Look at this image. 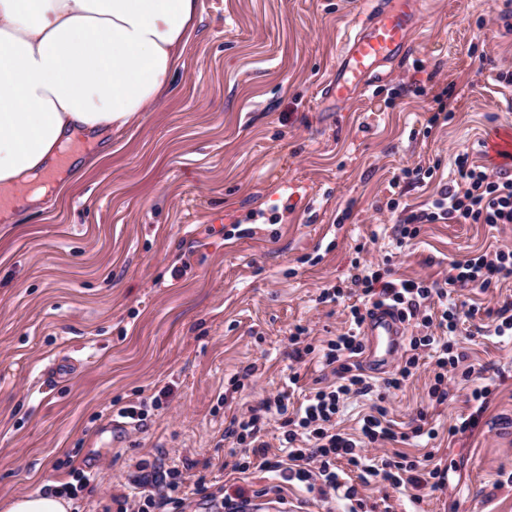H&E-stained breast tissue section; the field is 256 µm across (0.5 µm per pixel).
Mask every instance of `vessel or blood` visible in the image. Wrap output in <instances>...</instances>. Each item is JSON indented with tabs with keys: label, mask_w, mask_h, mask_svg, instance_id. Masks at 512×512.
<instances>
[{
	"label": "vessel or blood",
	"mask_w": 512,
	"mask_h": 512,
	"mask_svg": "<svg viewBox=\"0 0 512 512\" xmlns=\"http://www.w3.org/2000/svg\"><path fill=\"white\" fill-rule=\"evenodd\" d=\"M419 19V0H363L354 21L356 32L345 39L323 99L340 104L369 94L376 83V64L405 54ZM361 334L365 365L380 371L402 350L405 325L393 309L382 307L366 317Z\"/></svg>",
	"instance_id": "obj_1"
}]
</instances>
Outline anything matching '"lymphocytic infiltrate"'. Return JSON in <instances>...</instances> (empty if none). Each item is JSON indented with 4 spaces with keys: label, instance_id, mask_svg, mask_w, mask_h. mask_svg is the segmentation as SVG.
<instances>
[{
    "label": "lymphocytic infiltrate",
    "instance_id": "1",
    "mask_svg": "<svg viewBox=\"0 0 512 512\" xmlns=\"http://www.w3.org/2000/svg\"><path fill=\"white\" fill-rule=\"evenodd\" d=\"M445 221L451 224H512V163L495 166L477 165L468 153L457 154L455 176L426 208L412 210L400 217L394 227L399 243L415 239L422 225ZM512 277V247L502 245L491 252L479 253L448 265V274L437 280L431 276L415 279L394 277L391 268L372 263L355 269L347 280L322 290L320 302L349 299L350 326L327 340L322 348L302 341L300 334L291 337L292 349L288 383L261 399L250 415L231 416L224 437L241 447L242 454L234 470L246 472L260 468L280 473L283 480H298L310 492L325 499L343 495L351 500L359 490L337 468V460H346L359 473L361 482L379 477L392 487L410 484L420 487L424 478H441L439 469L422 472L420 461L406 454L379 460L377 450L384 443H405L413 438L434 437V430L415 425L407 432L395 431L386 417L391 393L420 367L425 355H433V383L428 391L430 403L444 404L449 386L467 354L460 350L454 336L461 318L480 319L477 331L483 336L512 340V302L497 308L465 306L459 300L462 289L487 291L497 282ZM393 308L402 322L418 324L420 331L410 336L407 348L382 390H375L356 362L363 351L361 325L370 307ZM319 355L330 367L334 380L313 388L299 406H292V388L300 380L299 370L311 355ZM374 395L371 411L363 419L359 437H351L336 428V417L345 397ZM277 417L282 429L280 442L287 448L286 461L268 456L269 443L263 436V419Z\"/></svg>",
    "mask_w": 512,
    "mask_h": 512
}]
</instances>
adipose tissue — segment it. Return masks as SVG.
<instances>
[{
    "label": "adipose tissue",
    "mask_w": 512,
    "mask_h": 512,
    "mask_svg": "<svg viewBox=\"0 0 512 512\" xmlns=\"http://www.w3.org/2000/svg\"><path fill=\"white\" fill-rule=\"evenodd\" d=\"M199 0H0V218L77 134L118 133L167 90Z\"/></svg>",
    "instance_id": "obj_1"
}]
</instances>
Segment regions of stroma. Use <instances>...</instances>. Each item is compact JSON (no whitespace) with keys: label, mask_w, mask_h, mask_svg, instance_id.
Masks as SVG:
<instances>
[{"label":"stroma","mask_w":512,"mask_h":512,"mask_svg":"<svg viewBox=\"0 0 512 512\" xmlns=\"http://www.w3.org/2000/svg\"><path fill=\"white\" fill-rule=\"evenodd\" d=\"M356 7L200 0L164 98L105 145L71 144L103 158L0 224L1 505L51 487L71 492V512H116L112 494L174 469L167 512H228L238 497L253 512H512V343L495 336L460 341L469 363L507 373L476 428L448 433L471 412L467 382L430 407L423 367L392 396L398 427L423 410L438 436L378 456L432 453L444 487L377 482L356 507L225 464L224 418L283 386L291 329L317 345L348 327V308L318 296L352 260L440 279L450 261L512 245V224L437 223L401 248L386 209L421 208L458 152L493 163L480 144L512 129V86L496 80L512 74V4L424 0L410 52L379 63L372 93L321 105ZM443 107L452 119L428 126ZM416 165L433 178L395 185ZM129 406L146 412L138 429L104 433Z\"/></svg>","instance_id":"1"}]
</instances>
